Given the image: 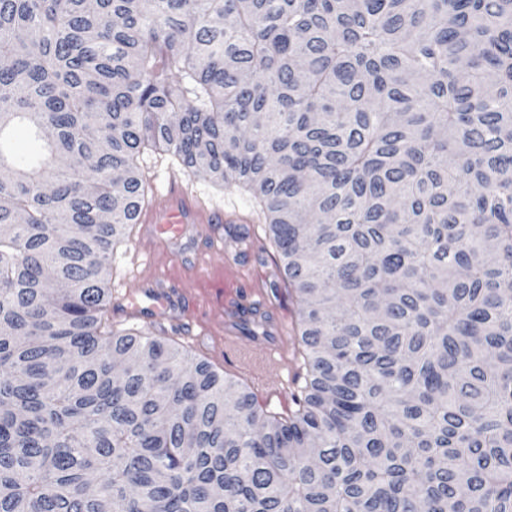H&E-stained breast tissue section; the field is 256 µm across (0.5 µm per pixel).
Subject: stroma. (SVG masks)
Returning a JSON list of instances; mask_svg holds the SVG:
<instances>
[{
  "instance_id": "35a3bbf8",
  "label": "stroma",
  "mask_w": 512,
  "mask_h": 512,
  "mask_svg": "<svg viewBox=\"0 0 512 512\" xmlns=\"http://www.w3.org/2000/svg\"><path fill=\"white\" fill-rule=\"evenodd\" d=\"M140 166L153 186L149 214L167 205L164 188L172 179L196 191L206 211L236 209L245 221L189 224L182 235L159 238L145 234L143 225H135L130 240L113 254L112 293L124 296L137 289L141 280L150 278L173 290L182 305L160 316L162 327L170 332L180 327L185 335L197 337L193 353L224 375L247 382L245 373L225 362L224 301L220 294L225 282H232L244 298L263 295L285 318L296 312L294 300L280 287L276 254L258 208L248 193L222 187L204 174H187L168 154H145Z\"/></svg>"
}]
</instances>
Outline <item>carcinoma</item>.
Instances as JSON below:
<instances>
[{"mask_svg":"<svg viewBox=\"0 0 512 512\" xmlns=\"http://www.w3.org/2000/svg\"><path fill=\"white\" fill-rule=\"evenodd\" d=\"M0 61V512H512V0H0ZM149 151L255 198L288 410L114 326Z\"/></svg>","mask_w":512,"mask_h":512,"instance_id":"1","label":"carcinoma"}]
</instances>
